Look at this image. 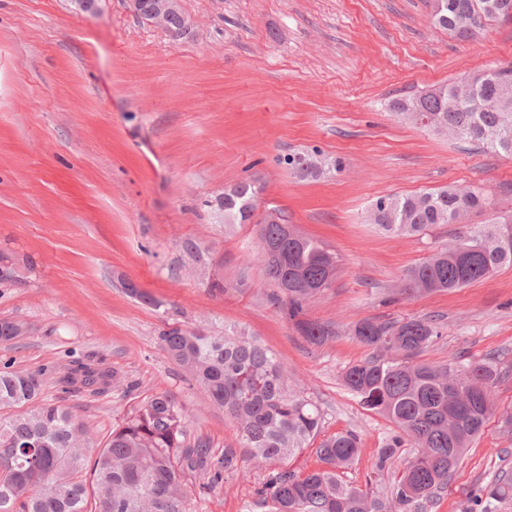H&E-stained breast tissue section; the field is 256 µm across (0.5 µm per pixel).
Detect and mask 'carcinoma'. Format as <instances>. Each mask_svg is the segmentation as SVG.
<instances>
[{
    "mask_svg": "<svg viewBox=\"0 0 512 512\" xmlns=\"http://www.w3.org/2000/svg\"><path fill=\"white\" fill-rule=\"evenodd\" d=\"M512 0H429L434 25L464 39L477 26L504 18ZM147 21L184 35L187 23L176 0H134ZM402 118L452 141L473 143L512 156V66L491 67L452 83L419 90L392 101ZM287 164L300 175L340 171L337 160L298 153ZM262 189L241 184L224 191L220 210L227 226L256 228L262 271L274 286L268 295L296 332L312 345L336 336L327 323L308 319L307 301L329 287L338 257L302 235L288 213L262 207ZM485 189L472 184L437 192L376 198L367 221L397 236L417 235L435 224H462L473 210L490 207ZM512 266V228L493 218L455 239L404 275L400 292L411 296L453 291L484 281ZM432 319L409 316L393 321L365 318L349 335L372 350L350 364L343 385L368 411L388 419L395 430L379 449V474L395 467L398 449L415 448L392 488L395 512H421L448 486L464 452L493 413L491 388L502 376L490 361L467 366L418 360L442 336ZM19 338L18 323L0 319V344ZM159 340L202 402L224 410L238 447L281 470L257 492L267 512H387L382 499L345 483L342 474L358 456L352 432L323 434L322 408L288 387L283 365L257 339L233 331L209 336L170 325ZM48 373L0 369V512H187L188 477L197 471L234 469L228 448L213 461L210 442L189 441L186 407L167 393L148 397L112 429L104 444L68 408L42 396ZM113 374L81 358L71 360L61 382L98 394L112 387ZM320 465L308 470L287 461L310 447ZM214 473V472H212ZM214 476H220L215 472ZM484 512L512 503V471L478 488Z\"/></svg>",
    "mask_w": 512,
    "mask_h": 512,
    "instance_id": "cac0c4a2",
    "label": "carcinoma"
}]
</instances>
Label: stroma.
Wrapping results in <instances>:
<instances>
[{"label":"stroma","mask_w":512,"mask_h":512,"mask_svg":"<svg viewBox=\"0 0 512 512\" xmlns=\"http://www.w3.org/2000/svg\"><path fill=\"white\" fill-rule=\"evenodd\" d=\"M188 30L172 41L133 0H0V317L29 325L0 345V364L63 371L104 363L114 380L91 395L47 384L94 438L143 399L168 393L216 458L236 447L223 410L201 403L167 357L169 324L223 335L233 327L282 362L291 388L317 400L325 434H358L343 479L388 492L374 460L392 424L342 384L370 351L348 336L365 318L432 317L444 334L429 362H496L494 412L447 489L423 512H483L475 491L512 468V267L451 292L407 298L404 272L451 241L437 224L412 237L364 220L377 197L478 184L493 207L469 224L512 215V157L483 152L390 113V101L492 66L512 65V22L475 41L436 29L426 0H177ZM317 150L342 172L299 178L283 159ZM250 183L304 234L338 254L330 288L306 306L336 326L304 341L267 299L250 226L225 229L218 200ZM223 280L227 293L209 292ZM137 295H130V288ZM237 457L216 484L192 477V512H262L256 492L276 473Z\"/></svg>","instance_id":"35a3bbf8"}]
</instances>
